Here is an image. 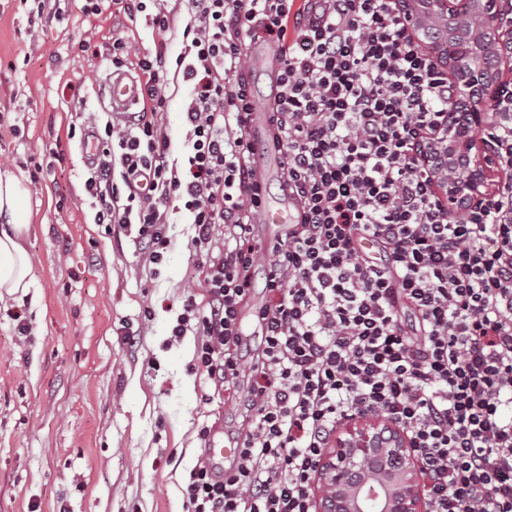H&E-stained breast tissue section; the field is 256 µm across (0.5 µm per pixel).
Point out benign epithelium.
I'll return each mask as SVG.
<instances>
[{
    "label": "benign epithelium",
    "mask_w": 512,
    "mask_h": 512,
    "mask_svg": "<svg viewBox=\"0 0 512 512\" xmlns=\"http://www.w3.org/2000/svg\"><path fill=\"white\" fill-rule=\"evenodd\" d=\"M431 14L454 17V0H426ZM463 51L448 58L461 97L471 102L467 118L483 121L490 105L484 92L487 75L479 53L478 33L461 31ZM473 174L448 181V211H457L481 195L495 160L471 145ZM320 485L316 512H426L420 492L419 470L409 441L391 420L369 419L353 423L336 438L335 448L326 453L316 477Z\"/></svg>",
    "instance_id": "benign-epithelium-1"
}]
</instances>
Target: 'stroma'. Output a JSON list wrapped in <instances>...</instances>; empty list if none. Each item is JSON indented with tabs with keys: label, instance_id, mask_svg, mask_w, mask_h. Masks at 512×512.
Segmentation results:
<instances>
[{
	"label": "stroma",
	"instance_id": "obj_1",
	"mask_svg": "<svg viewBox=\"0 0 512 512\" xmlns=\"http://www.w3.org/2000/svg\"><path fill=\"white\" fill-rule=\"evenodd\" d=\"M83 6L41 18L30 0H0V172L29 190L33 264L27 295L0 300V512H187L201 430L241 422L197 366L195 329L173 333L202 293L195 227L171 201L170 245L152 267L126 229L94 223L79 115L104 109L97 52L111 37L127 41L133 73L156 46L183 52L189 16L172 0L133 19L111 0L97 15Z\"/></svg>",
	"mask_w": 512,
	"mask_h": 512
}]
</instances>
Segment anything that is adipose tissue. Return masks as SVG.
Masks as SVG:
<instances>
[{"mask_svg":"<svg viewBox=\"0 0 512 512\" xmlns=\"http://www.w3.org/2000/svg\"><path fill=\"white\" fill-rule=\"evenodd\" d=\"M28 188L14 175L0 173V297L25 296L31 286V264L22 240Z\"/></svg>","mask_w":512,"mask_h":512,"instance_id":"ef3b65f1","label":"adipose tissue"}]
</instances>
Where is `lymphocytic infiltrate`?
Masks as SVG:
<instances>
[{"mask_svg": "<svg viewBox=\"0 0 512 512\" xmlns=\"http://www.w3.org/2000/svg\"><path fill=\"white\" fill-rule=\"evenodd\" d=\"M178 2L190 17L185 160L157 121L166 60L147 52L141 111L87 119L99 161L84 191L96 223L134 228L155 265L170 243L167 205L183 200L208 300L187 298L174 332L195 327L214 385L251 375L233 472L197 464L188 512H315L325 449L368 417L407 434L427 512H512V82L495 88L482 139L509 176L453 215L441 198L448 161L428 146L474 127L456 123L448 72L407 31L398 0ZM253 41L282 46L271 122L296 201L270 247L255 233L267 189L247 137ZM260 267L269 298L247 328Z\"/></svg>", "mask_w": 512, "mask_h": 512, "instance_id": "f902f5d3", "label": "lymphocytic infiltrate"}]
</instances>
